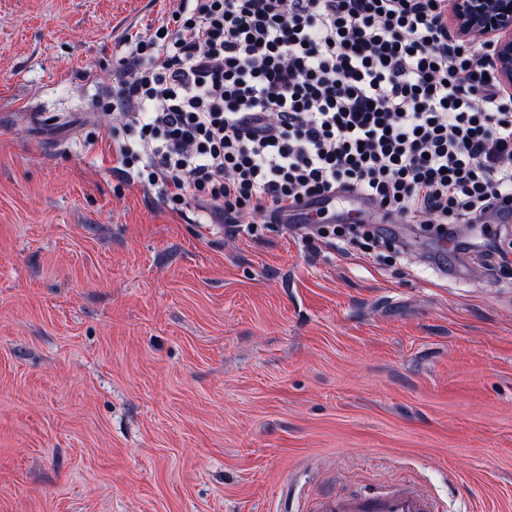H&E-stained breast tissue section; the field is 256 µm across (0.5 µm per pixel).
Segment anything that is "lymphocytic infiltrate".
I'll return each instance as SVG.
<instances>
[{"instance_id": "f902f5d3", "label": "lymphocytic infiltrate", "mask_w": 512, "mask_h": 512, "mask_svg": "<svg viewBox=\"0 0 512 512\" xmlns=\"http://www.w3.org/2000/svg\"><path fill=\"white\" fill-rule=\"evenodd\" d=\"M488 69L448 0H180L135 44L122 163L228 215L354 192L450 232L512 212V94Z\"/></svg>"}]
</instances>
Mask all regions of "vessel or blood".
I'll use <instances>...</instances> for the list:
<instances>
[{
	"label": "vessel or blood",
	"instance_id": "obj_1",
	"mask_svg": "<svg viewBox=\"0 0 512 512\" xmlns=\"http://www.w3.org/2000/svg\"><path fill=\"white\" fill-rule=\"evenodd\" d=\"M342 206L353 222H362L374 205L365 198L343 193L325 201L302 203L305 223H315L323 211ZM308 512H441L438 502L414 487H385L371 494H326L311 500Z\"/></svg>",
	"mask_w": 512,
	"mask_h": 512
}]
</instances>
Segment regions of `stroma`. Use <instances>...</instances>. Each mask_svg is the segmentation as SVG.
I'll list each match as a JSON object with an SVG mask.
<instances>
[{
  "label": "stroma",
  "instance_id": "35a3bbf8",
  "mask_svg": "<svg viewBox=\"0 0 512 512\" xmlns=\"http://www.w3.org/2000/svg\"><path fill=\"white\" fill-rule=\"evenodd\" d=\"M179 0H0V512H512V223L341 245L126 172L130 36ZM309 512H441L438 502L415 487H385L371 494H326Z\"/></svg>",
  "mask_w": 512,
  "mask_h": 512
}]
</instances>
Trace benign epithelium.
<instances>
[{
  "mask_svg": "<svg viewBox=\"0 0 512 512\" xmlns=\"http://www.w3.org/2000/svg\"><path fill=\"white\" fill-rule=\"evenodd\" d=\"M448 33L464 42L482 37L498 84L512 90V0H450Z\"/></svg>",
  "mask_w": 512,
  "mask_h": 512,
  "instance_id": "obj_1",
  "label": "benign epithelium"
}]
</instances>
